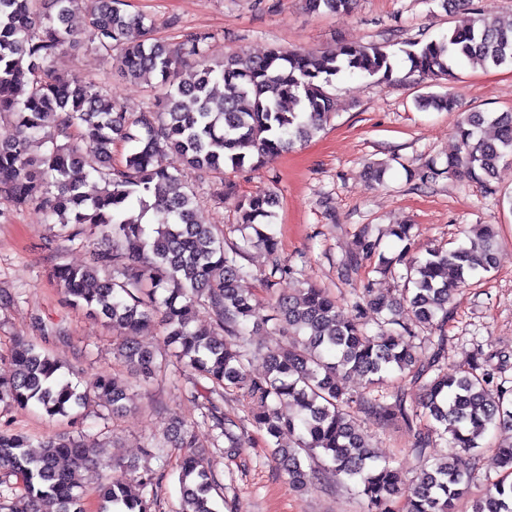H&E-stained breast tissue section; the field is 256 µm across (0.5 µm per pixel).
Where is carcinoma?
Masks as SVG:
<instances>
[{"label":"carcinoma","mask_w":512,"mask_h":512,"mask_svg":"<svg viewBox=\"0 0 512 512\" xmlns=\"http://www.w3.org/2000/svg\"><path fill=\"white\" fill-rule=\"evenodd\" d=\"M356 2L306 0L315 14H349ZM124 6L125 0H0V116L11 117L0 127V195L19 208L39 207L58 224L55 237L89 254L82 267L55 265L49 278L69 304L112 323L114 355L145 380L165 371L168 362L141 347L137 336L149 323L162 325L177 362L190 372L185 394L196 400L200 380L212 384L203 418L213 447L221 440L229 454L243 447L236 423L224 414V391L232 388L247 402L250 420L270 438L273 458L295 489L313 484L316 472L305 468L303 457L320 452L336 475L359 486L366 512H393L396 503L404 512H454L455 502L470 491L472 452L490 430L512 431V401L505 402L504 392L492 389L484 375H448L441 336L427 338L432 353L422 362L406 320L430 330L443 325L455 287L493 268L492 228L480 226L452 250L430 249L408 262L397 258L406 263L410 287L400 304L379 289L364 288L354 305L367 314L365 322L343 320L336 300L314 285L278 297L271 320L290 341L266 353V371L253 376L249 364L256 351L246 326L252 306L238 288L251 272L238 257L252 247L264 249L271 258L264 274L269 287L295 274L281 260L271 229L273 194L238 198V225L245 234L242 243L227 248L215 225L199 221L196 198L179 178L182 166L219 175L227 168L255 170L266 158L310 141L332 117L327 86L333 78L343 72L390 81L394 54L376 44L345 43L332 53L238 52L211 65L210 34L185 30L172 48L154 37L153 20ZM77 11L84 14L80 30L67 24ZM81 40L102 63L117 61L124 77L156 76L152 107L131 120L105 86L58 72L57 58ZM401 52L411 70L426 77L450 76L463 62L484 69L512 65V18L480 15L441 38L406 42ZM219 83L224 93L217 96L213 85ZM417 105L451 112L455 100L425 95ZM486 123L494 129L490 138L479 134ZM456 133L459 151L448 156L444 170L490 185L500 163L512 159V112L492 118L470 113ZM119 141L130 148L114 164L112 149ZM164 154L174 162L158 163ZM380 242L364 227L358 251L342 264L343 275L374 254L380 265H388ZM201 309L213 329L192 327ZM370 324L376 331L368 330ZM0 361L9 366L0 376V404L19 410L37 406L50 418L76 415L94 398L108 399L114 413L125 409L126 392L118 380L97 376L80 390L35 343L16 342ZM394 373L407 374L420 386L418 400L408 402L402 391L391 394V403L371 395ZM353 376L364 378L368 391L354 394L342 385ZM356 409L380 424L401 419L412 427L427 419L429 425L415 430L414 451L423 459L441 439L458 453L423 466L408 488L399 470L379 461L357 432ZM195 427L175 421L176 439L156 438L144 454L161 459L170 446L184 449L179 512H216L220 483ZM296 432V446L279 445L283 434ZM33 446L38 451H30ZM101 448L81 432L35 445L24 432L0 428V485L12 476L20 480V493L7 504L0 501V512H84L83 473L102 464ZM126 471V477L99 487L98 512H156L153 487L163 473L136 463ZM472 512H512V483L489 481Z\"/></svg>","instance_id":"obj_1"}]
</instances>
